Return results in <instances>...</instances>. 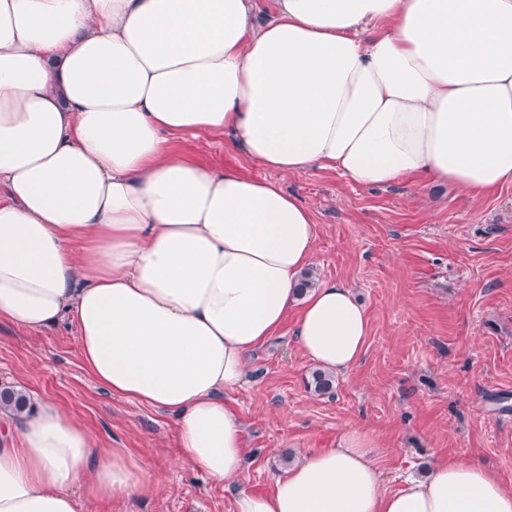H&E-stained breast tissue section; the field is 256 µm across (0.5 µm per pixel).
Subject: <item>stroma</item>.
<instances>
[{"mask_svg":"<svg viewBox=\"0 0 512 512\" xmlns=\"http://www.w3.org/2000/svg\"><path fill=\"white\" fill-rule=\"evenodd\" d=\"M176 146L295 195L317 226L315 282L355 291L368 338L359 361L319 395L287 318L226 395L246 426L247 464L237 482L221 485L183 462L171 415L91 379L73 324L1 323L0 387L56 402L98 447L141 461L155 485L137 501L116 494L82 512H234L236 488L270 492L288 461L335 447L353 426L377 437L386 490L459 459L492 468L512 491V185L473 196L450 184L365 186L328 168L286 177L225 135Z\"/></svg>","mask_w":512,"mask_h":512,"instance_id":"stroma-1","label":"stroma"}]
</instances>
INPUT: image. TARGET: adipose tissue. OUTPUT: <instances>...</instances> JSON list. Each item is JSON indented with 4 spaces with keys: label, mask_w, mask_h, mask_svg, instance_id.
Wrapping results in <instances>:
<instances>
[{
    "label": "adipose tissue",
    "mask_w": 512,
    "mask_h": 512,
    "mask_svg": "<svg viewBox=\"0 0 512 512\" xmlns=\"http://www.w3.org/2000/svg\"><path fill=\"white\" fill-rule=\"evenodd\" d=\"M0 0V323L75 325L87 373L174 415L215 483L246 462L224 399L296 312L306 357L343 373L368 336L346 285L303 288L317 226L267 181L175 151L230 133L282 175L367 186L512 184V0ZM0 512H80L149 494L59 404L0 412ZM363 428L289 464L234 512H512V491L448 460L386 491Z\"/></svg>",
    "instance_id": "1"
}]
</instances>
